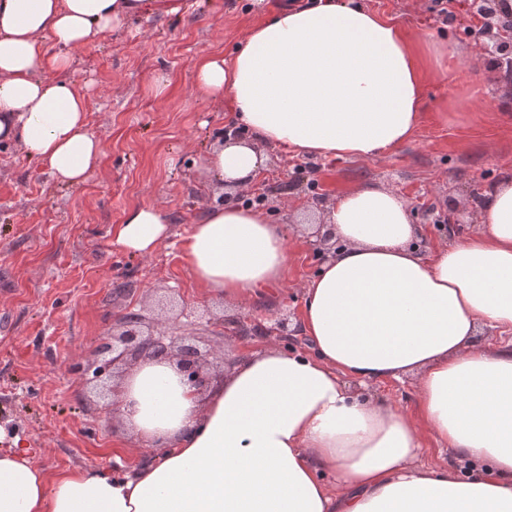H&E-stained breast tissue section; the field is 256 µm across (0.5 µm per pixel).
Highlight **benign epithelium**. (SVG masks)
<instances>
[{
    "instance_id": "benign-epithelium-1",
    "label": "benign epithelium",
    "mask_w": 512,
    "mask_h": 512,
    "mask_svg": "<svg viewBox=\"0 0 512 512\" xmlns=\"http://www.w3.org/2000/svg\"><path fill=\"white\" fill-rule=\"evenodd\" d=\"M467 9L478 27L481 46L495 53L499 73L512 75V8L504 0H468ZM112 341L96 350V359L77 363V370L89 384L102 385L112 378L115 367L127 360L160 359L174 362L189 387L203 392L212 376L200 350L182 326L168 319L145 325L137 312H129L112 323Z\"/></svg>"
}]
</instances>
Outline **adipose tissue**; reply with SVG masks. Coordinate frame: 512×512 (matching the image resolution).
<instances>
[{
	"mask_svg": "<svg viewBox=\"0 0 512 512\" xmlns=\"http://www.w3.org/2000/svg\"><path fill=\"white\" fill-rule=\"evenodd\" d=\"M184 0H0V141L60 184L98 164L73 50ZM52 49H45V42ZM422 74L404 33L358 0H293L247 33L231 59L196 66L201 95L228 100L246 135L206 159L244 186L259 148L371 158L408 141ZM339 246L303 290L305 351L241 355L197 392L174 363L140 360L119 380L118 417L153 457L116 475L47 477L22 448L0 452V512H512V178L486 192L478 231L429 249L406 201L378 185L336 196ZM147 256L169 236L158 208L112 230ZM181 248L196 282L228 301L285 287L281 225L251 207L206 211ZM501 336L479 341L481 329ZM414 376V413L364 388ZM448 459L421 465L424 437ZM335 486H328V479Z\"/></svg>",
	"mask_w": 512,
	"mask_h": 512,
	"instance_id": "obj_1",
	"label": "adipose tissue"
}]
</instances>
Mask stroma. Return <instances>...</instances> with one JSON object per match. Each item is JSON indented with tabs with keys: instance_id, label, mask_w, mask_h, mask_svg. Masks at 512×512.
Listing matches in <instances>:
<instances>
[{
	"instance_id": "obj_1",
	"label": "stroma",
	"mask_w": 512,
	"mask_h": 512,
	"mask_svg": "<svg viewBox=\"0 0 512 512\" xmlns=\"http://www.w3.org/2000/svg\"><path fill=\"white\" fill-rule=\"evenodd\" d=\"M252 2L186 0L181 13L133 18L74 54L67 77L86 96L87 131L103 145L84 183L58 184L19 144L0 142V426L10 432L0 447L20 435L47 475L84 465L128 470L147 457L127 447L119 419L105 418L94 390L70 371L94 360L118 315L160 317V300L175 290L195 345L223 379L224 329H270L283 314L300 313L322 261L302 227L325 224L337 194L366 184L392 190L432 247L477 230L478 203L512 175V82L492 79V56L464 35L463 5L453 0L445 23L432 0H362L398 25L421 57L424 101L414 136L373 158L315 160L265 148L263 173L235 195L264 196L272 222L287 225L288 286L237 303L210 294L194 282L177 238L224 201L204 157L232 112L200 96L196 64L231 55L282 0L261 11ZM140 206L160 207L176 233L146 258L112 237Z\"/></svg>"
}]
</instances>
